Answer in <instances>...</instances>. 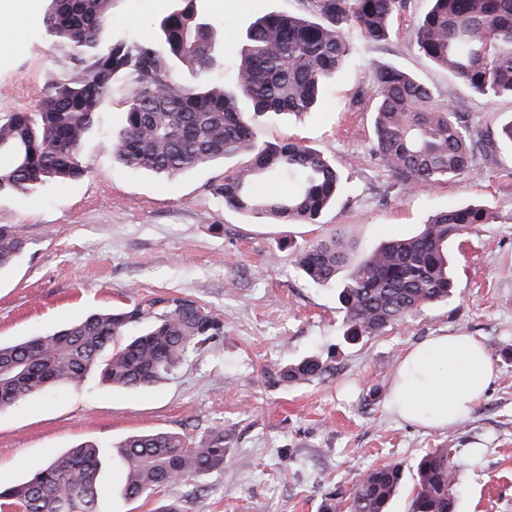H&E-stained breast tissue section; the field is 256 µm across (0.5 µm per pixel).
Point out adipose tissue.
<instances>
[{"instance_id": "adipose-tissue-1", "label": "adipose tissue", "mask_w": 512, "mask_h": 512, "mask_svg": "<svg viewBox=\"0 0 512 512\" xmlns=\"http://www.w3.org/2000/svg\"><path fill=\"white\" fill-rule=\"evenodd\" d=\"M494 378L479 338L433 336L397 363L386 407L405 422L445 429L471 414Z\"/></svg>"}]
</instances>
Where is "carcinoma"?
Returning a JSON list of instances; mask_svg holds the SVG:
<instances>
[{"label":"carcinoma","mask_w":512,"mask_h":512,"mask_svg":"<svg viewBox=\"0 0 512 512\" xmlns=\"http://www.w3.org/2000/svg\"><path fill=\"white\" fill-rule=\"evenodd\" d=\"M46 2L36 26L59 53L63 71L38 111L0 115V158L7 159L0 163V194L82 178L81 146L120 79L126 123L112 142L118 163L135 173L174 177L248 155L247 165L214 188L224 207L278 224H315L336 199L340 173L320 151L297 140L262 143L258 130L279 115L311 111L349 56L346 31L370 43L387 40L403 0H305L304 14L257 17L238 49L231 92L211 78L222 51L202 0H179L150 38L119 40L110 28L113 0ZM430 2L415 29L423 56L491 99L512 95V0ZM371 76L374 149L389 171L425 188L475 170L479 143L462 113L399 68L374 64ZM265 181L280 190L258 191ZM491 219L485 205L453 206L356 262L338 238L300 248L293 262L309 283L338 286L344 336L355 341L450 299L448 246ZM25 246L13 229L0 226V270ZM222 333L221 319L193 300L173 297L92 313L44 335L0 344V408L58 385L78 387L94 371L114 387H152ZM330 370L324 360L308 357L277 366L274 379L292 385ZM225 452L222 427L196 442L175 432L131 435L116 449L122 496L147 498L222 470ZM102 457L94 443L60 453L0 491V509L98 512ZM416 475L408 512H455L456 471L448 449L425 453ZM401 479V466H376L359 475L347 498L325 499L322 512H387Z\"/></svg>","instance_id":"cac0c4a2"}]
</instances>
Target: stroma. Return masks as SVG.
<instances>
[{
	"label": "stroma",
	"mask_w": 512,
	"mask_h": 512,
	"mask_svg": "<svg viewBox=\"0 0 512 512\" xmlns=\"http://www.w3.org/2000/svg\"><path fill=\"white\" fill-rule=\"evenodd\" d=\"M216 21L232 88L237 49L263 13L304 10L303 0H204ZM176 0H114L112 36H149ZM44 0H23L16 29L0 43V114L34 112L61 60L37 32ZM430 0H404L390 37L374 44L349 34L347 63L316 107L263 125L261 140L296 139L327 156L343 175L334 206L315 224H274L225 209L213 192L227 166L216 162L167 178L116 162L112 137L125 125L115 83L96 131L81 148L86 175L29 193L0 196V225L26 242L0 272V341L38 336L94 311L154 297H187L224 321V332L147 390L87 377L0 409V487H10L84 441L118 445L138 432L172 431L197 440L224 429V468L125 501L122 467L105 465L99 512H155L166 501L184 512H320L325 497L348 496L363 471L401 465L390 512H407L416 463L429 449L451 451L457 512H512V146L494 144L462 174L422 189L396 177L373 151L371 63L394 65L433 88L441 104L466 113L482 136L512 120V97L489 99L419 53L413 31ZM487 203L493 219L452 244L457 294L356 344L343 338L335 286H310L294 249L342 235L352 257L417 231L439 211ZM480 337L496 371L484 400L456 426L433 430L386 408L398 359L438 334ZM315 355L331 375L293 386L269 382L277 364Z\"/></svg>",
	"instance_id": "obj_1"
}]
</instances>
